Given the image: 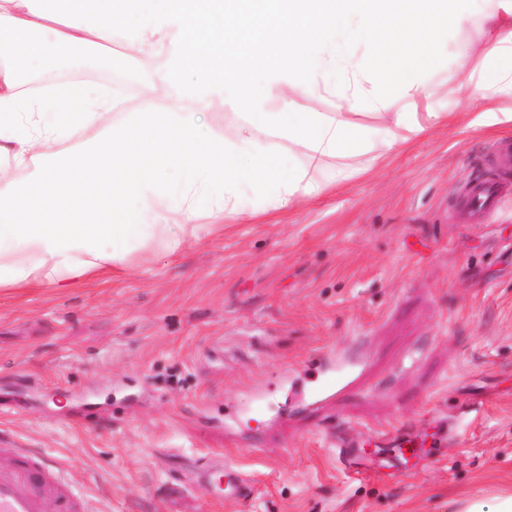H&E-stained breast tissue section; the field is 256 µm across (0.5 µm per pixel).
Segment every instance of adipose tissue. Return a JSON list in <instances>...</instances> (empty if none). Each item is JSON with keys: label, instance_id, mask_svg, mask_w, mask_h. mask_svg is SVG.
Masks as SVG:
<instances>
[{"label": "adipose tissue", "instance_id": "1", "mask_svg": "<svg viewBox=\"0 0 512 512\" xmlns=\"http://www.w3.org/2000/svg\"><path fill=\"white\" fill-rule=\"evenodd\" d=\"M198 2L0 0V288L107 283L380 165L447 127L431 75L452 34L477 32L456 94L512 126V0H259L255 20Z\"/></svg>", "mask_w": 512, "mask_h": 512}]
</instances>
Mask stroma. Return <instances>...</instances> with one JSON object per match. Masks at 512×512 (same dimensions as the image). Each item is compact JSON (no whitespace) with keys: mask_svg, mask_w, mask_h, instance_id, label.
I'll return each mask as SVG.
<instances>
[{"mask_svg":"<svg viewBox=\"0 0 512 512\" xmlns=\"http://www.w3.org/2000/svg\"><path fill=\"white\" fill-rule=\"evenodd\" d=\"M453 122L289 211L225 220L173 259L155 247L108 283L0 289V435L43 449L107 512H456L512 489V202L485 224L472 178L512 188V128L474 125L453 71ZM364 339L363 388L326 411L278 414L280 376ZM264 385L273 405L224 432V409ZM432 419L439 459L347 471L338 429L366 441ZM251 485L214 499V454Z\"/></svg>","mask_w":512,"mask_h":512,"instance_id":"obj_1","label":"stroma"}]
</instances>
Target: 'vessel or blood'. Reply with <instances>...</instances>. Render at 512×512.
<instances>
[{
	"label": "vessel or blood",
	"mask_w": 512,
	"mask_h": 512,
	"mask_svg": "<svg viewBox=\"0 0 512 512\" xmlns=\"http://www.w3.org/2000/svg\"><path fill=\"white\" fill-rule=\"evenodd\" d=\"M500 187L490 180L470 182L462 198L469 219L478 221L492 216L500 203ZM363 361L337 360L329 367L314 366L301 386L290 387L292 395L301 396L309 406L323 405L329 399L351 388L363 375ZM268 394L257 388L247 394L233 409L234 414H261ZM370 452H362L348 433L336 435V455L349 469L372 463L386 465L398 458L411 460L420 453L439 458L448 445V433L438 430L430 434L383 433L370 440ZM8 457L10 465L0 467V512H87L73 475L31 448L17 447L14 441L0 438V457ZM200 482L215 498L226 501L246 499L251 488L235 465L217 461L200 474Z\"/></svg>",
	"instance_id": "1"
}]
</instances>
